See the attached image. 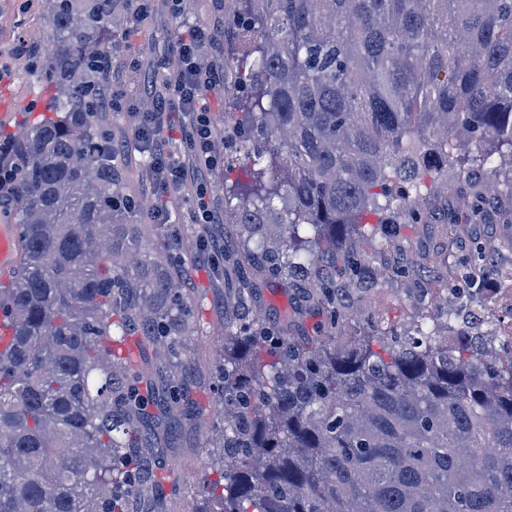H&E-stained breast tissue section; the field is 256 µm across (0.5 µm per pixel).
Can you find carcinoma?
<instances>
[{
  "instance_id": "1",
  "label": "carcinoma",
  "mask_w": 512,
  "mask_h": 512,
  "mask_svg": "<svg viewBox=\"0 0 512 512\" xmlns=\"http://www.w3.org/2000/svg\"><path fill=\"white\" fill-rule=\"evenodd\" d=\"M224 62V354L210 391L220 449L193 512H512V361L465 339L448 310L411 331L351 328L375 250L361 233L420 223L448 190L465 213L496 196L505 232L465 281L512 251V0H234ZM121 0H52L37 73L55 89L0 154V221L20 263L0 283V512H177L180 475L141 434L194 403L182 378L200 333L184 238L144 255V203L104 121ZM309 283L315 335L261 317V288ZM148 345L164 348L153 363ZM232 465L224 467V460Z\"/></svg>"
}]
</instances>
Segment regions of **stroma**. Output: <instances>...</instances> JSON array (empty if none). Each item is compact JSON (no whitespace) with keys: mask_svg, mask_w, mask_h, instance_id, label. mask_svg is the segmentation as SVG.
Wrapping results in <instances>:
<instances>
[{"mask_svg":"<svg viewBox=\"0 0 512 512\" xmlns=\"http://www.w3.org/2000/svg\"><path fill=\"white\" fill-rule=\"evenodd\" d=\"M48 12L46 0H0V113L9 115L8 121L0 124L1 138L11 139L19 123L37 119L52 94L36 73L28 69L26 57L17 51L18 46L28 42H46ZM187 23H206L223 29L220 0H184L179 16H170L161 9L129 28L113 30L112 68L133 94L125 111L112 115L113 141L133 135L136 113L150 106L146 88L157 75V61L162 52L173 46L177 33ZM459 217L455 200L450 197L441 204L427 206L422 223L399 224L395 231L400 238L411 242L415 251L433 255L446 245V226L459 223ZM459 225L460 237L447 266L431 267L422 276L396 275L388 270L383 258H370L360 274L365 289L360 307L365 314L378 316L382 323L403 329L418 314L432 310L431 288H456L464 274L460 261L468 256L473 240L489 243L501 235L499 215L491 201L476 220ZM190 262V292L198 303L201 323L207 324L224 311V285L214 280V268L207 265L202 252L192 250ZM262 299L263 315L270 320H281L299 310L303 313V326L309 332L321 321L319 313L309 309L298 289L286 290L270 284L263 288ZM471 308L483 321L482 331L499 335L504 320L512 312V296L500 291L490 294L478 291ZM185 376L201 388L198 403L184 407L170 422L162 458L175 464L184 488L180 509L190 512L198 502L199 485L210 474L215 451L206 445L204 421L214 417L217 408L206 392L208 368L186 371Z\"/></svg>","mask_w":512,"mask_h":512,"instance_id":"obj_1","label":"stroma"}]
</instances>
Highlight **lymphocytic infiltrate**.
Listing matches in <instances>:
<instances>
[{
  "label": "lymphocytic infiltrate",
  "instance_id": "obj_1",
  "mask_svg": "<svg viewBox=\"0 0 512 512\" xmlns=\"http://www.w3.org/2000/svg\"><path fill=\"white\" fill-rule=\"evenodd\" d=\"M218 37L213 27L195 24L180 33L172 59H160L158 67L168 70L169 77L161 89L151 90L153 107L139 113L136 132L127 145L139 153L143 165V192L154 198L152 221L167 224L171 216L158 200L171 190L191 186L197 209L191 220L196 224H217L221 214L216 208L203 170L215 166L213 153L215 130L208 101L224 84V66L218 61H205L206 50L217 48ZM169 112L186 116L180 131L182 152L169 147L163 117Z\"/></svg>",
  "mask_w": 512,
  "mask_h": 512
}]
</instances>
